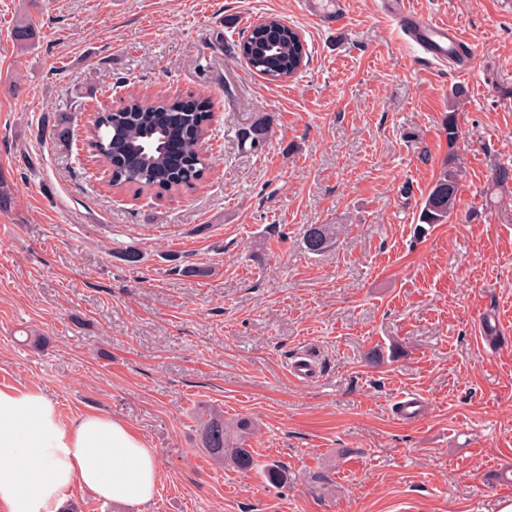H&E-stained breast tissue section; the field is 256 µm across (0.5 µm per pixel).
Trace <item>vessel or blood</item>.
I'll list each match as a JSON object with an SVG mask.
<instances>
[{
    "label": "vessel or blood",
    "mask_w": 512,
    "mask_h": 512,
    "mask_svg": "<svg viewBox=\"0 0 512 512\" xmlns=\"http://www.w3.org/2000/svg\"><path fill=\"white\" fill-rule=\"evenodd\" d=\"M389 5L390 14L403 28L405 35L424 52L426 62H444L461 47L468 45V38L461 31L448 25L431 21L409 10L407 0H382Z\"/></svg>",
    "instance_id": "obj_1"
}]
</instances>
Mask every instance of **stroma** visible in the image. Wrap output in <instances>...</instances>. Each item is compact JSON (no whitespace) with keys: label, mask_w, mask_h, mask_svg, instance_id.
<instances>
[{"label":"stroma","mask_w":512,"mask_h":512,"mask_svg":"<svg viewBox=\"0 0 512 512\" xmlns=\"http://www.w3.org/2000/svg\"><path fill=\"white\" fill-rule=\"evenodd\" d=\"M22 2L0 0V177L14 194L0 210V388L40 390L65 421L122 420L159 461L149 504L80 491L70 512H498L512 499V345L490 349L483 324L512 337V183L483 197L494 166H512V0H409L469 38L460 69L420 60L379 0H340V24L304 0H33L26 51L12 34ZM273 17L310 53L280 83L237 53ZM130 90L211 102L195 192L114 191L95 158L42 136L52 113L80 131ZM257 117L269 135L254 151L235 131ZM451 152L454 211L417 224ZM311 224L343 232L314 255ZM300 354L317 378H291ZM407 394L422 416H401ZM202 407L258 423L253 469L207 456Z\"/></svg>","instance_id":"stroma-1"}]
</instances>
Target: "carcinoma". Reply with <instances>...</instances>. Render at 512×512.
Masks as SVG:
<instances>
[{
    "instance_id": "obj_1",
    "label": "carcinoma",
    "mask_w": 512,
    "mask_h": 512,
    "mask_svg": "<svg viewBox=\"0 0 512 512\" xmlns=\"http://www.w3.org/2000/svg\"><path fill=\"white\" fill-rule=\"evenodd\" d=\"M14 36L17 44L28 48L36 33L32 23L23 18L16 22ZM241 55L250 68L273 81H283L294 76L308 58L306 44L297 31L276 19L250 26L238 44ZM450 112L445 123L448 146L459 137L455 119L459 92H450ZM164 109L174 116L175 126L182 131V168L175 171L163 162L171 143V128L157 110ZM210 103L205 99L188 96L144 101L133 95L121 106L103 112L89 129L97 156L110 169L116 171L112 186L122 189L135 186L140 191L156 189L192 192L204 180L209 168L207 158L200 151L199 141L206 134ZM70 117L60 113L54 120L50 135L59 146H69ZM241 144L252 149L261 148L268 138V126L257 119L237 131ZM461 167L455 156H448L441 165L439 175L428 195L416 206L417 223L445 224L448 222L459 192ZM338 226L312 224L304 236L305 251L323 252L336 238ZM201 445L210 458L219 465L231 464L236 468L250 469L253 461L243 443L254 431L248 419L226 420L217 412L199 416Z\"/></svg>"
}]
</instances>
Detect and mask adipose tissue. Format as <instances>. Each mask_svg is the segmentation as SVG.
<instances>
[{
  "label": "adipose tissue",
  "instance_id": "obj_1",
  "mask_svg": "<svg viewBox=\"0 0 512 512\" xmlns=\"http://www.w3.org/2000/svg\"><path fill=\"white\" fill-rule=\"evenodd\" d=\"M156 453L126 423L62 422L35 389H0V512H62L75 488L134 507L152 501Z\"/></svg>",
  "mask_w": 512,
  "mask_h": 512
}]
</instances>
